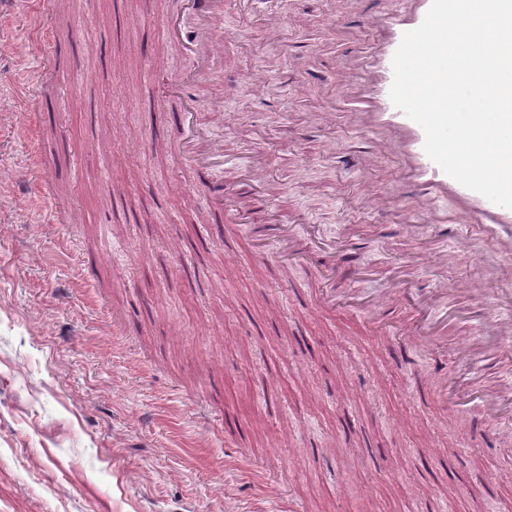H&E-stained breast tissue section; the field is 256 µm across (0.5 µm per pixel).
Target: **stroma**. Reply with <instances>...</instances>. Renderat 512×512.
I'll return each mask as SVG.
<instances>
[{
    "label": "stroma",
    "mask_w": 512,
    "mask_h": 512,
    "mask_svg": "<svg viewBox=\"0 0 512 512\" xmlns=\"http://www.w3.org/2000/svg\"><path fill=\"white\" fill-rule=\"evenodd\" d=\"M394 0H224L223 56L190 90L240 197L249 167L289 220L366 265L330 281L263 260L266 215H216L179 157L167 85L191 60L185 0H0V512H512V404L493 431L427 382L499 296L497 244L411 236L418 210L387 152L338 109L337 55L370 45ZM41 83L26 109L28 81ZM437 254L448 342L399 360L346 305Z\"/></svg>",
    "instance_id": "obj_1"
}]
</instances>
